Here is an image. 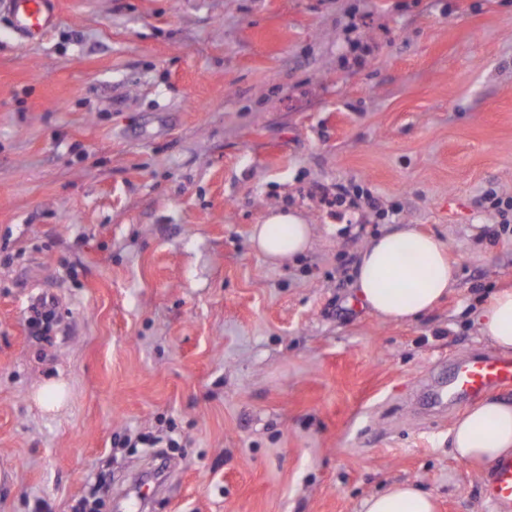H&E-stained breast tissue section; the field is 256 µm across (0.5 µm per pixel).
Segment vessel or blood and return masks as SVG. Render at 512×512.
<instances>
[{"instance_id":"obj_1","label":"vessel or blood","mask_w":512,"mask_h":512,"mask_svg":"<svg viewBox=\"0 0 512 512\" xmlns=\"http://www.w3.org/2000/svg\"><path fill=\"white\" fill-rule=\"evenodd\" d=\"M15 28L33 37L52 26L55 0H7ZM512 388V357L487 351L463 359L452 368L438 390L447 401L466 400ZM482 493L493 512H512V457L495 462L482 483Z\"/></svg>"}]
</instances>
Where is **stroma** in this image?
Masks as SVG:
<instances>
[{
	"label": "stroma",
	"mask_w": 512,
	"mask_h": 512,
	"mask_svg": "<svg viewBox=\"0 0 512 512\" xmlns=\"http://www.w3.org/2000/svg\"><path fill=\"white\" fill-rule=\"evenodd\" d=\"M0 11V512H361L410 481L492 512L416 396L487 350L512 287V0H58ZM354 183L370 211L327 196ZM312 225L273 266L272 208ZM458 269L411 322L363 308L364 241ZM54 304L46 333L31 322ZM63 378L60 414L33 401ZM56 0H7L15 28L28 37L37 36L52 26L56 17ZM311 236V224L303 216L279 209L270 211L254 226L251 244L267 261L280 265L304 253ZM480 336L493 347L512 351V289L496 291L477 317Z\"/></svg>",
	"instance_id": "stroma-1"
}]
</instances>
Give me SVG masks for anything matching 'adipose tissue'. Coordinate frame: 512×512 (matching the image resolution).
<instances>
[{"mask_svg": "<svg viewBox=\"0 0 512 512\" xmlns=\"http://www.w3.org/2000/svg\"><path fill=\"white\" fill-rule=\"evenodd\" d=\"M312 236L305 218L270 211L252 231L251 244L280 265L304 253ZM458 270L443 243L401 224L371 238L353 271L356 298L386 321H405L431 310L452 292ZM481 336L496 349L512 351V289L496 291L477 317ZM454 456L492 463L512 456V400L492 399L471 407L449 434ZM361 512H436L434 496L410 482L390 485L363 500Z\"/></svg>", "mask_w": 512, "mask_h": 512, "instance_id": "adipose-tissue-1", "label": "adipose tissue"}]
</instances>
